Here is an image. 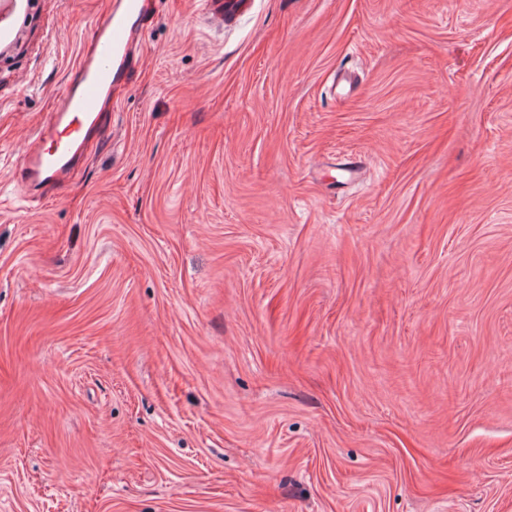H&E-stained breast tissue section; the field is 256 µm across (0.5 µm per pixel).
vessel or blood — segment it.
Segmentation results:
<instances>
[{"mask_svg": "<svg viewBox=\"0 0 512 512\" xmlns=\"http://www.w3.org/2000/svg\"><path fill=\"white\" fill-rule=\"evenodd\" d=\"M212 18L226 23L245 0H205ZM153 0H111L93 21L91 40L82 50L78 81L66 84L56 112L33 142L22 146L18 182L27 189L48 190L78 164L82 148L103 126V109L112 87L119 85L133 61L137 24L151 12Z\"/></svg>", "mask_w": 512, "mask_h": 512, "instance_id": "b4317fda", "label": "vessel or blood"}]
</instances>
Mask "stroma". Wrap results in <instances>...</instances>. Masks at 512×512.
Instances as JSON below:
<instances>
[{"label": "stroma", "instance_id": "1", "mask_svg": "<svg viewBox=\"0 0 512 512\" xmlns=\"http://www.w3.org/2000/svg\"><path fill=\"white\" fill-rule=\"evenodd\" d=\"M105 5L0 33V512H512V0H155L23 193ZM152 0H115L93 21L91 40L82 50L77 82L67 83L56 112L34 138L22 146L17 181L27 189L48 191L78 164L82 147L103 127V109L112 87L133 62L136 23L147 18ZM205 3L210 6L212 18L221 26L246 6L245 0H205Z\"/></svg>", "mask_w": 512, "mask_h": 512}]
</instances>
